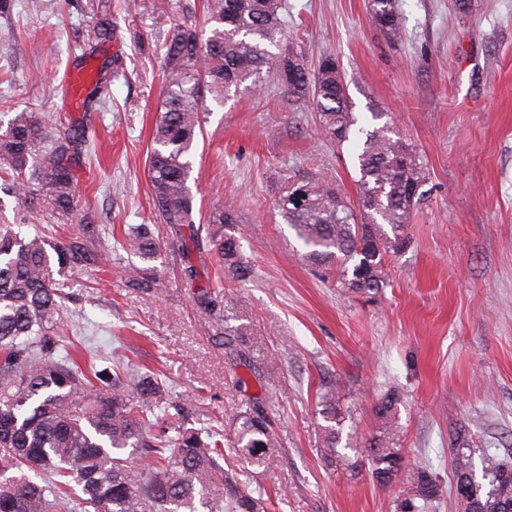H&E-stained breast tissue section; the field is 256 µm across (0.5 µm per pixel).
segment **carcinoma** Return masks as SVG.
<instances>
[{
	"label": "carcinoma",
	"instance_id": "cac0c4a2",
	"mask_svg": "<svg viewBox=\"0 0 512 512\" xmlns=\"http://www.w3.org/2000/svg\"><path fill=\"white\" fill-rule=\"evenodd\" d=\"M284 0H211L210 36L185 23L163 45L167 90L152 135L149 182L154 210L185 249L197 243L195 196L188 185L207 99L222 104L232 93L258 90L267 78L297 98L312 100L319 130L354 153L358 196H344L336 180L294 179L277 199L302 256L334 267L346 294L374 295L387 284L386 257L406 247L413 210L424 200L428 167L386 123L385 113L358 119L348 83L330 54L310 68L303 55L282 48ZM374 25L391 43L404 35L399 0H368ZM104 14L89 29L95 51L112 39ZM112 61L100 65L87 110L109 98ZM87 127L65 114L52 122L18 112L0 133V176L33 219L45 210L68 214L76 206L75 169L87 151ZM233 203L208 216L206 252L220 273L196 292L198 306L222 334L224 358L248 368L262 384L267 373L255 356L251 326L224 294V278L247 280L252 267L238 238ZM117 246L140 259L129 283L147 296L164 287L155 262L159 238L149 224L120 229ZM108 257L82 236L51 242L24 224H0V512H271L272 502L224 468V431L188 425L189 400L170 401L157 379L119 365L98 368L91 352L60 317L64 297L54 274L105 266ZM399 398L384 393L373 408L381 432L363 442L378 485L404 474L409 491L399 512H433L442 496L430 467L402 471L392 426ZM322 433L330 466L347 465L338 450L345 417L336 393L321 396ZM234 450L243 468H263L278 447L265 402L252 397L232 414ZM140 450L147 462L131 477L120 451ZM453 483L458 512H512V463L485 453L476 469L468 433L453 431Z\"/></svg>",
	"mask_w": 512,
	"mask_h": 512
}]
</instances>
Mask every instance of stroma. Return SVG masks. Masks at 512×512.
<instances>
[{
	"mask_svg": "<svg viewBox=\"0 0 512 512\" xmlns=\"http://www.w3.org/2000/svg\"><path fill=\"white\" fill-rule=\"evenodd\" d=\"M0 10V132L18 112L66 111L65 72L112 60L111 96L90 116V162L76 170L78 201L65 223L108 250L106 270L64 276L63 318L92 348L162 368L170 397L192 398L195 423L265 396L279 447L253 484L282 492L275 512H397L405 488L327 466L316 394L335 389L350 444L375 434L387 390L401 394L396 445L404 465L429 462L457 512L449 433L467 426L474 448L512 456V0H474L450 19L451 0H400L405 37L388 42L367 0H285L287 47L308 64L334 55L356 115L387 112L428 164L409 243L388 258V283L371 301L342 295L336 275L305 260L275 202L287 178L334 176L356 197L354 161L320 133L311 101L273 81L225 103L208 102L189 185L201 217L234 199L233 232L253 267L232 285L248 304L267 386L230 367L210 317L196 303L186 255L160 235L168 282L155 297L129 287L136 259L114 228L153 224L147 173L163 99L162 46L176 23L208 36L205 0H7ZM113 37L84 53L83 34L103 12ZM248 379L247 389L235 385Z\"/></svg>",
	"mask_w": 512,
	"mask_h": 512,
	"instance_id": "35a3bbf8",
	"label": "stroma"
}]
</instances>
